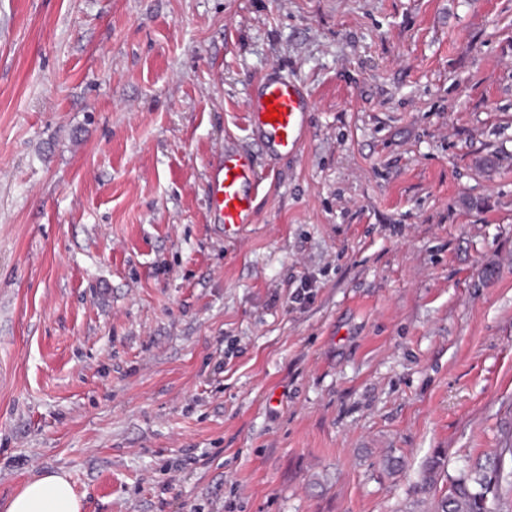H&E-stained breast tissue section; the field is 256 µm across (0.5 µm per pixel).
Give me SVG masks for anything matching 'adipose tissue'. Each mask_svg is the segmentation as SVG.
I'll list each match as a JSON object with an SVG mask.
<instances>
[{"label":"adipose tissue","mask_w":512,"mask_h":512,"mask_svg":"<svg viewBox=\"0 0 512 512\" xmlns=\"http://www.w3.org/2000/svg\"><path fill=\"white\" fill-rule=\"evenodd\" d=\"M6 512H82V503L66 476L49 472L29 480Z\"/></svg>","instance_id":"1"}]
</instances>
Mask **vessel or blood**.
<instances>
[{
	"label": "vessel or blood",
	"mask_w": 512,
	"mask_h": 512,
	"mask_svg": "<svg viewBox=\"0 0 512 512\" xmlns=\"http://www.w3.org/2000/svg\"><path fill=\"white\" fill-rule=\"evenodd\" d=\"M249 123L265 153L282 156L297 152L305 132L312 102L303 85L281 72L264 75L254 83L248 98ZM277 120H267L268 110ZM257 173L252 155L227 150L210 165L209 194L215 223L229 235L239 234L255 216Z\"/></svg>",
	"instance_id": "vessel-or-blood-1"
}]
</instances>
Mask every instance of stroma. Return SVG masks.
<instances>
[{"mask_svg": "<svg viewBox=\"0 0 512 512\" xmlns=\"http://www.w3.org/2000/svg\"><path fill=\"white\" fill-rule=\"evenodd\" d=\"M510 446L512 0H0V510L432 512ZM265 98H273L276 121H264L269 112ZM249 123L253 134L268 155L282 156L297 152L305 132L306 114L312 102L303 85L282 72L264 75L254 83L248 98ZM257 173L248 153L224 150L210 165L209 194L215 224L224 233L238 235L255 216L254 191ZM6 512H82V502L66 476L49 472L29 480Z\"/></svg>", "mask_w": 512, "mask_h": 512, "instance_id": "35a3bbf8", "label": "stroma"}]
</instances>
